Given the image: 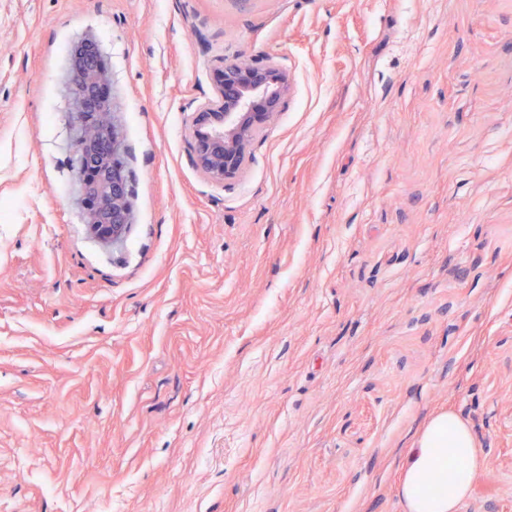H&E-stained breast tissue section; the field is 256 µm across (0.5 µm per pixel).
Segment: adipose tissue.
Instances as JSON below:
<instances>
[{
  "label": "adipose tissue",
  "mask_w": 512,
  "mask_h": 512,
  "mask_svg": "<svg viewBox=\"0 0 512 512\" xmlns=\"http://www.w3.org/2000/svg\"><path fill=\"white\" fill-rule=\"evenodd\" d=\"M480 464L469 425L451 412L436 415L404 464L399 492L407 512H458Z\"/></svg>",
  "instance_id": "ef3b65f1"
}]
</instances>
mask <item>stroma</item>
<instances>
[{"label": "stroma", "mask_w": 512, "mask_h": 512, "mask_svg": "<svg viewBox=\"0 0 512 512\" xmlns=\"http://www.w3.org/2000/svg\"><path fill=\"white\" fill-rule=\"evenodd\" d=\"M94 38L127 147L115 248L75 202ZM290 86L239 177L191 115ZM512 512V0H0V512H405L436 413ZM288 85V75L270 61L240 57L224 62L213 96L191 116L193 160L208 179L224 183L239 174Z\"/></svg>", "instance_id": "stroma-1"}]
</instances>
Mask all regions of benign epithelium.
I'll use <instances>...</instances> for the list:
<instances>
[{
  "mask_svg": "<svg viewBox=\"0 0 512 512\" xmlns=\"http://www.w3.org/2000/svg\"><path fill=\"white\" fill-rule=\"evenodd\" d=\"M95 51L92 44H83L71 78L80 103L98 99L75 141L81 166L95 171L94 179L80 184V197L89 233L103 244L116 245L133 224L131 184L108 93L111 78L92 60ZM288 85V75L270 61L240 57L224 63L213 96L191 116L193 160L208 179L224 183L239 174L258 133L278 112Z\"/></svg>",
  "mask_w": 512,
  "mask_h": 512,
  "instance_id": "7a95c632",
  "label": "benign epithelium"
}]
</instances>
